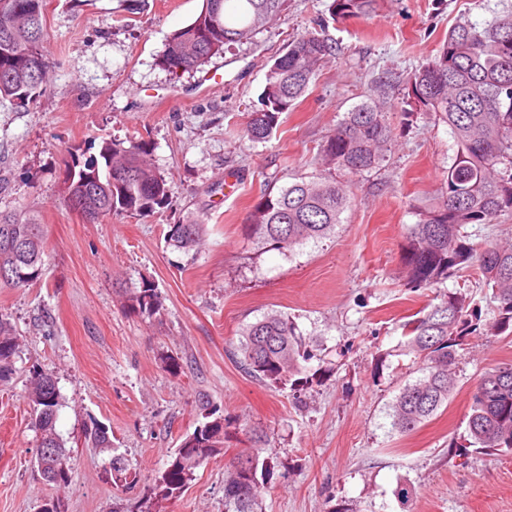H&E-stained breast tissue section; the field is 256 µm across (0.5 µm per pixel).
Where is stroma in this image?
Segmentation results:
<instances>
[{
	"mask_svg": "<svg viewBox=\"0 0 512 512\" xmlns=\"http://www.w3.org/2000/svg\"><path fill=\"white\" fill-rule=\"evenodd\" d=\"M330 3L288 0L248 42L175 74L159 58L203 0H47L46 89L26 109L0 100V207L38 211L46 232L42 282L0 288V312L22 342L16 375L0 385V512H40L48 499L63 512H135L151 476L214 409L232 421L230 454L247 448L252 429L268 434L277 466L261 493L264 512H512V454L457 449L474 382L512 362V340L468 336L447 407L403 435L389 416L417 376L401 325L437 295L405 283L407 227L435 201L456 154L447 125L429 113L399 126L405 82L451 26L486 27L512 14V0H380L368 17L330 24L336 52L315 83L268 139L249 140L274 58ZM384 78L394 139L381 168L355 177L335 235L286 256L257 252L244 226L261 193L322 172L321 146ZM105 138L151 144L168 181L164 208L88 223L64 202L69 148ZM191 217L205 226L198 249L169 246L168 225ZM148 285L163 300L151 318L129 308ZM271 310L290 314L315 354L301 365L314 378L301 393L249 377L231 350ZM34 366L53 373L60 393L62 486L35 465L26 399ZM94 421L111 448L85 446ZM116 455L136 482L113 471ZM227 463L199 467L160 512H224Z\"/></svg>",
	"mask_w": 512,
	"mask_h": 512,
	"instance_id": "1",
	"label": "stroma"
}]
</instances>
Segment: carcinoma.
<instances>
[{"label": "carcinoma", "mask_w": 512, "mask_h": 512, "mask_svg": "<svg viewBox=\"0 0 512 512\" xmlns=\"http://www.w3.org/2000/svg\"><path fill=\"white\" fill-rule=\"evenodd\" d=\"M46 0H0V11L20 7L11 25L0 22V96L21 101L27 108L43 93L46 70L30 66L29 54L46 52ZM379 0H332L334 22L363 18ZM287 0H204L199 15L175 31L160 56L172 73L194 70L225 48L250 40L286 9ZM325 23L288 44L270 66L261 108L245 127L252 141L267 139L292 111L318 76L320 63L334 52L324 35ZM401 112L408 128L417 112H429L448 125L456 156L448 168L436 201L417 213L407 228L403 269L412 289L434 288L463 269L477 267L494 303L492 317L470 308L462 292H446L402 324L404 348L414 356L420 376L406 384L393 404L391 428L414 431L433 417L456 390L458 349L466 337H512V244L482 248L469 241L464 228L488 224L512 213V15L489 28L458 24L448 30L437 54L409 78ZM394 128L382 102L369 99L347 113L336 132L322 145L329 168L360 175L385 161ZM64 172L71 178L69 199L101 209V218L148 216L168 201L166 177L152 162L145 140L124 145L104 139L98 152L81 147L68 150ZM350 203V192L332 174L300 176L277 193L261 195L245 225L247 239L257 251L291 253L311 241L332 236ZM204 225L195 219L170 224L166 242L188 252L200 245ZM45 232L40 216L30 210H0V287L27 288L42 281ZM27 274L23 279L18 273ZM130 308L151 318L163 309L158 292L147 286L131 298ZM21 341L8 315L0 313V384L16 373ZM234 355L252 378L273 387H296L310 379H291L299 360L313 354L297 323L281 311H271L240 332ZM27 399L32 407L39 447L54 449L43 458L48 483L68 481L65 442L56 429L59 394L51 373L30 370ZM206 421L186 435L168 466L152 478L154 498L178 497L195 479L196 470L226 453L229 420L213 410ZM468 436L481 449L512 453V363L487 369L471 391ZM89 448H110L108 429L87 427ZM250 449L239 453L224 477V512H263L260 483L274 476L273 449L267 433L258 428L248 437Z\"/></svg>", "instance_id": "obj_1"}]
</instances>
